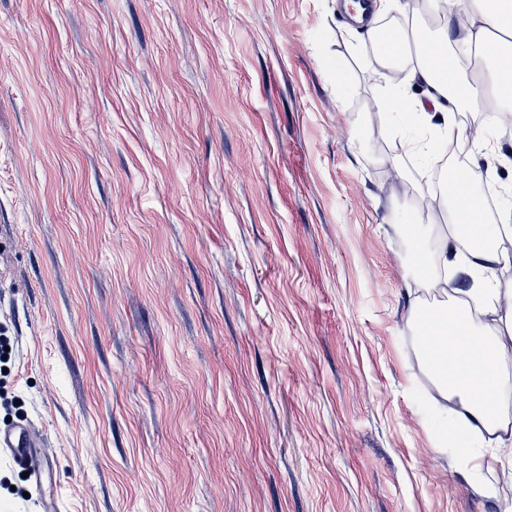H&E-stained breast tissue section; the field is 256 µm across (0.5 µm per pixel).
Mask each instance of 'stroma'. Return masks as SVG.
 Here are the masks:
<instances>
[{
	"instance_id": "1",
	"label": "stroma",
	"mask_w": 512,
	"mask_h": 512,
	"mask_svg": "<svg viewBox=\"0 0 512 512\" xmlns=\"http://www.w3.org/2000/svg\"><path fill=\"white\" fill-rule=\"evenodd\" d=\"M343 0H0L6 390L56 512H494L405 296L411 192ZM461 179L512 190V140Z\"/></svg>"
}]
</instances>
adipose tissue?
<instances>
[{
  "instance_id": "1",
  "label": "adipose tissue",
  "mask_w": 512,
  "mask_h": 512,
  "mask_svg": "<svg viewBox=\"0 0 512 512\" xmlns=\"http://www.w3.org/2000/svg\"><path fill=\"white\" fill-rule=\"evenodd\" d=\"M461 7L471 15L473 46L484 62L471 76L440 67L443 59L458 53L452 38L454 16H447L439 36L417 24L393 40L375 29L367 31L378 63L412 54L411 81L423 91L418 97L389 85L378 99L380 108L403 118L398 129L402 152L389 159L398 178L406 176L405 158L429 162L427 131L433 121H440L445 135L454 136L458 129L451 116L480 109L486 95L512 105V0H463ZM448 222L439 250L412 264L407 274L410 320L441 399L453 405L452 418L460 432L455 455L479 469V456L467 442L472 436L512 469V417L503 409L508 395L501 376L503 365L512 360V289L500 287L498 278L512 267V225L485 223L471 180L457 185ZM467 222L475 223L477 230L466 244L460 226ZM451 267L470 278L469 287L455 289L445 305L428 311L418 290L439 287L441 272Z\"/></svg>"
}]
</instances>
